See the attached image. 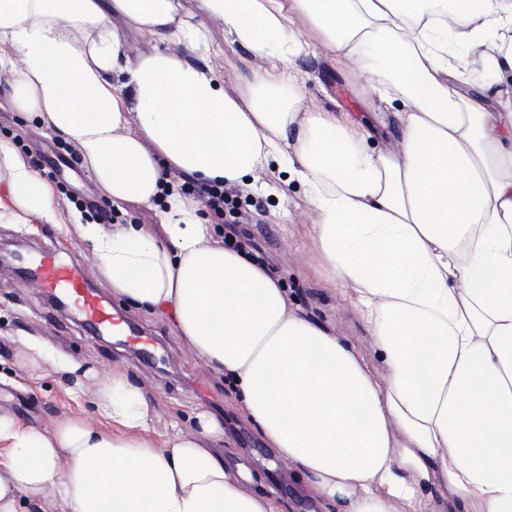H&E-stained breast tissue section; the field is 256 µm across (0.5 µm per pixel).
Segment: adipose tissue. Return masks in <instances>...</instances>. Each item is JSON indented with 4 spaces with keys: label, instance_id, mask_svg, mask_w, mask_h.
Wrapping results in <instances>:
<instances>
[{
    "label": "adipose tissue",
    "instance_id": "1",
    "mask_svg": "<svg viewBox=\"0 0 512 512\" xmlns=\"http://www.w3.org/2000/svg\"><path fill=\"white\" fill-rule=\"evenodd\" d=\"M0 0L12 101L70 143L113 206L164 200L148 224L60 214L0 138V222L76 229L114 295L168 320L229 382L240 413L317 512H512V91L458 84L448 41L512 78V0ZM451 23H444V15ZM224 43L271 60L237 94L209 64ZM500 43L484 40L486 27ZM153 51L131 55L129 32ZM321 55L394 109L399 136L306 105L292 61ZM276 169L275 182L259 174ZM310 193L313 247L364 324L374 361L293 306L228 249L171 175ZM101 417L39 430L0 410V512H285L218 450L208 410L162 443L125 372L88 377Z\"/></svg>",
    "mask_w": 512,
    "mask_h": 512
}]
</instances>
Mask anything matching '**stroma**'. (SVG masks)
Instances as JSON below:
<instances>
[{"mask_svg": "<svg viewBox=\"0 0 512 512\" xmlns=\"http://www.w3.org/2000/svg\"><path fill=\"white\" fill-rule=\"evenodd\" d=\"M296 68L306 80L309 104L348 111L370 121L376 129V144L383 147L398 134L390 108L362 83L322 56L297 59ZM10 74H0V136L16 141L21 155L48 173L57 154L67 143L40 124L21 122L10 99ZM240 204L256 221L244 225L265 259L268 271L287 289L296 305L317 320L331 324L338 335L371 355L366 332L344 296L331 290L327 274L313 249L316 214L311 197L298 185H289L284 195H242ZM65 251L80 266L85 280L104 297L114 312L139 331L157 337L162 366H147L123 338L104 342L88 336L78 317L58 312L48 318L49 306L41 292L21 282L14 271L0 272V408L28 424L48 428L53 414L62 411L96 416L91 396L75 397L73 375L44 364L21 374L16 363L25 342L38 341L61 360L95 370L99 377L120 368L141 388L150 405V431L162 439L173 425L190 428L196 409L211 411L224 424V453L242 464L254 477L258 492H276L287 512H310L308 498L294 470L282 467L274 449L260 439L253 425L242 418L223 376L197 358L175 336L170 324L114 298L111 289L92 273V261L82 250L77 234L63 235L51 224L20 228L0 223V259L13 252L32 253L42 245Z\"/></svg>", "mask_w": 512, "mask_h": 512, "instance_id": "stroma-1", "label": "stroma"}]
</instances>
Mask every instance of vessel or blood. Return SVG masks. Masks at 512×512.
<instances>
[{
	"label": "vessel or blood",
	"instance_id": "b4317fda",
	"mask_svg": "<svg viewBox=\"0 0 512 512\" xmlns=\"http://www.w3.org/2000/svg\"><path fill=\"white\" fill-rule=\"evenodd\" d=\"M18 269L42 293L67 300L90 334L111 330L115 319L111 305L86 286L80 269L60 252L43 251L20 262Z\"/></svg>",
	"mask_w": 512,
	"mask_h": 512
}]
</instances>
